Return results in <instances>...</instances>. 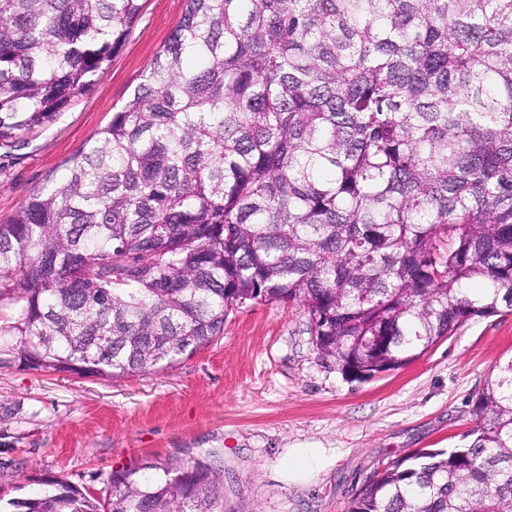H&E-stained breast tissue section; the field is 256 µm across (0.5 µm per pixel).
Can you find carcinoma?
<instances>
[{
  "instance_id": "obj_1",
  "label": "carcinoma",
  "mask_w": 512,
  "mask_h": 512,
  "mask_svg": "<svg viewBox=\"0 0 512 512\" xmlns=\"http://www.w3.org/2000/svg\"><path fill=\"white\" fill-rule=\"evenodd\" d=\"M140 0H0V139L45 127ZM247 301H300L360 381L512 310V0H186L131 99L0 224V367L174 366ZM467 445L375 472L349 512H512V360ZM0 512H217L222 470L145 461Z\"/></svg>"
}]
</instances>
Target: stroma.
Here are the masks:
<instances>
[{"label": "stroma", "instance_id": "stroma-1", "mask_svg": "<svg viewBox=\"0 0 512 512\" xmlns=\"http://www.w3.org/2000/svg\"><path fill=\"white\" fill-rule=\"evenodd\" d=\"M186 0H143L122 48L46 127L0 141V222L97 138L178 24ZM512 359V312L474 318L410 364L366 382L322 364L301 303L236 306L224 333L174 367L102 379L0 369V498L63 479L104 498L113 470L202 459L224 469L222 512H348L367 480L418 450L462 446L472 405ZM332 451L308 482L285 449Z\"/></svg>", "mask_w": 512, "mask_h": 512}]
</instances>
